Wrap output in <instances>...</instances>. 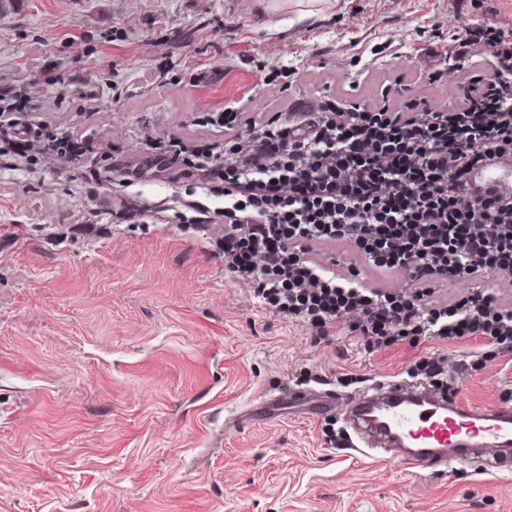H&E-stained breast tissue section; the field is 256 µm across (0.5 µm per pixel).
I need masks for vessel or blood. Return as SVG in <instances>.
<instances>
[{
  "mask_svg": "<svg viewBox=\"0 0 512 512\" xmlns=\"http://www.w3.org/2000/svg\"><path fill=\"white\" fill-rule=\"evenodd\" d=\"M472 181L512 194V164L485 163L470 173ZM317 418L341 412L351 450L375 462H391L420 477L439 468L466 463L483 454L487 468H512V402L475 407L449 391L426 384L388 380L339 398L334 391L292 390L267 398L259 410L275 417L283 404Z\"/></svg>",
  "mask_w": 512,
  "mask_h": 512,
  "instance_id": "vessel-or-blood-1",
  "label": "vessel or blood"
}]
</instances>
